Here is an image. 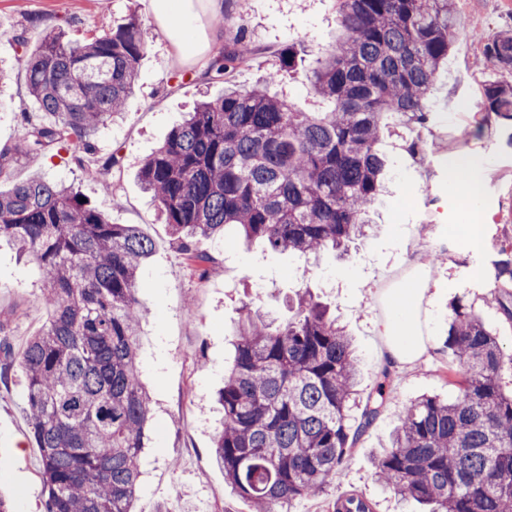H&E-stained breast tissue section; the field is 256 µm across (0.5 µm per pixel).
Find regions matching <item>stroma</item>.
Masks as SVG:
<instances>
[{
	"instance_id": "35a3bbf8",
	"label": "stroma",
	"mask_w": 512,
	"mask_h": 512,
	"mask_svg": "<svg viewBox=\"0 0 512 512\" xmlns=\"http://www.w3.org/2000/svg\"><path fill=\"white\" fill-rule=\"evenodd\" d=\"M234 26L211 24V46L234 36L243 25L252 60L235 75L239 84L264 81L281 55L295 50L289 71L270 84V94H286L304 109L318 110L321 99L306 79L308 68L336 41L334 0H231ZM150 30L149 47L138 64L136 92L122 119L99 133L89 157L106 168L105 179L88 176L67 155L48 150L19 155L12 177L33 173L71 184L119 224H133L154 242L144 262L138 297L143 381L154 407L141 458L144 472L133 512H253L249 502L224 483L213 461L217 397L231 358V335L244 305L288 316L286 298L309 289L327 304L352 338L360 358L359 396L373 393L387 360L378 317L389 272L419 267L427 294L423 311L429 350L415 364L394 369L386 408L360 437L336 473L328 496L298 500L293 512H328V499L358 491L375 512H422V504L383 489L374 477L376 452L389 444L402 404L431 395L455 400L441 349L450 305L472 306L483 323L512 353V325L503 321L492 295V263L512 247V121L477 111L489 80L512 83V72L490 69L484 46L496 32L512 29V0H456L457 37L448 64L429 97L431 116L420 130L419 150L384 135L380 148L393 161L389 187L377 206L374 226L349 254L325 252L304 265L298 257L274 254L262 244L224 252L203 240L198 247L216 262L206 272L192 270L175 247L167 224L144 190L138 170L165 140L183 113L197 101L223 94L220 83L202 79L204 57H178L147 10V0H0V146L19 140L26 118L38 115L26 90L24 48H35L51 29L74 36L111 30L129 11ZM26 40L17 47L15 37ZM120 166L109 167L113 152ZM458 157L475 176L474 185L448 187V159ZM477 190L481 241L471 244L459 222L460 202ZM123 205L113 208V197ZM41 273L29 258L0 244V337L15 348L40 330L46 313L40 303ZM40 453L25 404V379L14 369L0 382V494L15 512H45L47 494L39 475Z\"/></svg>"
}]
</instances>
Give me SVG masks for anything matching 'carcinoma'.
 Wrapping results in <instances>:
<instances>
[{
    "mask_svg": "<svg viewBox=\"0 0 512 512\" xmlns=\"http://www.w3.org/2000/svg\"><path fill=\"white\" fill-rule=\"evenodd\" d=\"M339 32L306 74L330 103L309 112L233 75L252 49L238 26L210 56L204 76L224 94L203 100L139 170L144 189L193 269L215 261L200 239L233 230L249 244L299 257L347 251L369 227L382 192L384 132L415 130L456 38L455 0H336ZM149 31L130 13L112 31L68 38L53 30L25 54L30 96L49 122L27 120L21 143L0 147V179L18 152L57 148L82 165L108 121L124 112ZM496 70L512 69V30L487 43ZM478 111L512 120V85L483 86ZM81 192L39 175L0 189V238L37 263L43 329L19 350L0 339V382L22 369L31 433L40 450L47 512H130L152 402L141 380L137 297L153 241L80 201ZM494 261L495 299L512 323V251ZM234 332V360L218 393L214 458L234 493L259 512L327 494L350 447L382 413L391 383L359 406L351 339L307 291L277 323L258 309ZM453 401L406 403L375 476L430 512H512V356L467 306L456 302L444 341ZM332 512H374L353 492Z\"/></svg>",
    "mask_w": 512,
    "mask_h": 512,
    "instance_id": "cac0c4a2",
    "label": "carcinoma"
}]
</instances>
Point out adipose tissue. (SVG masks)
I'll list each match as a JSON object with an SVG mask.
<instances>
[{"instance_id":"1","label":"adipose tissue","mask_w":512,"mask_h":512,"mask_svg":"<svg viewBox=\"0 0 512 512\" xmlns=\"http://www.w3.org/2000/svg\"><path fill=\"white\" fill-rule=\"evenodd\" d=\"M149 9L177 51L189 41L207 42L208 31L196 7V0H148ZM424 291L412 277L395 282L386 292L388 310L384 319L382 342L388 358L401 364L418 360L425 350L426 338L418 326Z\"/></svg>"}]
</instances>
